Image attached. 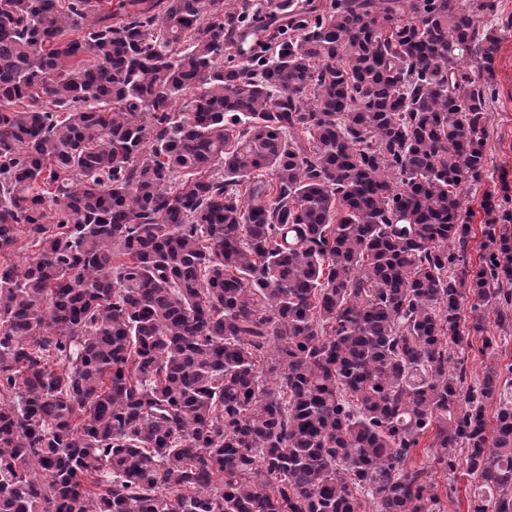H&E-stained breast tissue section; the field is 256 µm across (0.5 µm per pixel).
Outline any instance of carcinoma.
<instances>
[{
    "mask_svg": "<svg viewBox=\"0 0 512 512\" xmlns=\"http://www.w3.org/2000/svg\"><path fill=\"white\" fill-rule=\"evenodd\" d=\"M120 8L0 0V512H512L498 0ZM500 12L493 24L502 39L495 64L496 94L489 101L491 113L489 138L486 145V174L481 181L468 185L464 189V208L474 213L472 227L475 235L470 242L467 262L478 265L481 253V228L483 217L480 203L487 189H494L500 200L501 221L499 230L507 229L512 233V0H499ZM485 324L486 332L484 334L487 336H511V339L509 337L505 350L503 352L500 350L498 352V357L494 360L490 359L488 355L482 356L478 353L477 347L481 346V342L479 341L481 337H478L476 340L473 339L474 347L465 354L467 373L472 380H475L482 374V370L485 368L486 363H498L502 369L503 377L507 374L506 366L512 363V328L507 324H505L504 327H500L496 322L495 315L493 314L486 318ZM469 377L468 383L470 379ZM416 462L427 468L433 475L434 480L444 494L442 501L448 507L447 512H467L469 485L466 477L462 476V468H458L454 475L448 472L447 479V476L433 461L428 448H418ZM446 488L448 489V500L445 497ZM451 489L454 491L452 492Z\"/></svg>",
    "mask_w": 512,
    "mask_h": 512,
    "instance_id": "carcinoma-1",
    "label": "carcinoma"
}]
</instances>
